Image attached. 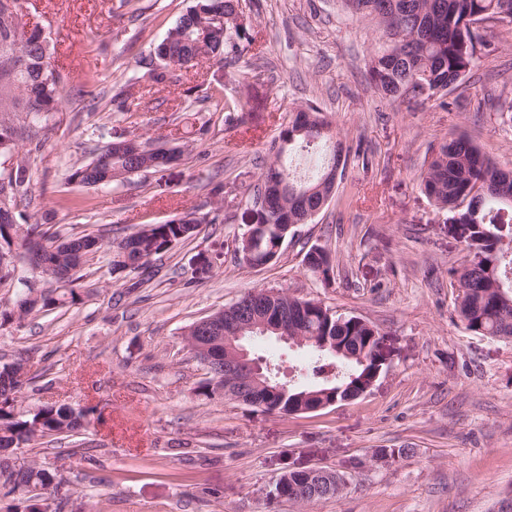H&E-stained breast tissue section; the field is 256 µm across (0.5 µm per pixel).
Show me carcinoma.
Listing matches in <instances>:
<instances>
[{"instance_id": "carcinoma-1", "label": "carcinoma", "mask_w": 512, "mask_h": 512, "mask_svg": "<svg viewBox=\"0 0 512 512\" xmlns=\"http://www.w3.org/2000/svg\"><path fill=\"white\" fill-rule=\"evenodd\" d=\"M21 0H0V158H14L10 169L0 167V280L15 273L12 246L31 236L40 239L47 260L59 266L77 264L96 252L100 239L91 235L61 236L32 220V169L26 142L41 147L38 121L58 110L64 101V78L51 64L55 45L51 38L28 32L20 12ZM346 9L374 21L383 29L387 48L368 59L375 87L402 103L424 102L444 95L461 83L477 64L487 46L490 32L470 27L476 21L512 24V0H342ZM242 0H197L154 49L144 76L156 84L168 80L173 69L194 68L219 56L240 60L253 45L247 27L239 24ZM331 123L312 105L290 113L275 138L273 160L262 173V183L252 197L249 225L256 227L250 238L239 237L236 251L249 252L251 268L277 261L283 225L310 223L313 210L335 195L334 181L342 180L346 168L344 149L334 143ZM142 142L129 139L124 130L114 129L98 152L87 162L73 167L70 182L96 187L124 182L140 172H159L165 164L156 155L138 153ZM322 153L315 174L299 180L283 158L294 154ZM420 185L429 201L448 212L458 223L463 261L448 268L450 285L457 290L455 311L465 328L476 336L512 339V179L501 166L462 136L441 145L420 174ZM485 189L480 200H468L476 186ZM198 211H191L165 224H145L123 237L116 247L130 248L134 270L146 269L152 258L174 244L197 235ZM308 269L324 275L332 269L330 254L308 250ZM43 278L57 284L42 293L39 303H29L26 291L17 294L16 311H1L0 326L14 315L49 311L81 300L79 277L65 285L53 272ZM301 330L305 336H330L345 345L348 354H318L336 365L333 380L319 378L313 385L288 387L284 404L294 408L306 391L359 388L373 374L379 329L367 326L353 315L339 314L314 300ZM0 391V447L16 442L29 447L37 438L33 427L41 425L42 437L80 431L90 422L91 408L44 405L35 413L15 412L11 395L21 393L23 382L15 379L3 363ZM24 486H53L60 491L55 475L34 459L22 458L18 469Z\"/></svg>"}]
</instances>
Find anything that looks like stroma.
Wrapping results in <instances>:
<instances>
[{"label":"stroma","mask_w":512,"mask_h":512,"mask_svg":"<svg viewBox=\"0 0 512 512\" xmlns=\"http://www.w3.org/2000/svg\"><path fill=\"white\" fill-rule=\"evenodd\" d=\"M194 0H28L31 24L56 16L55 66L66 100L42 123L32 152V214L65 235L100 237L82 270L79 304L0 327V359L24 358L30 381L18 408H92L81 434L24 449L64 481L59 512H499L512 497V341L471 335L455 312L448 270L463 254L419 176L444 142L466 135L512 166V122L486 110L512 99V29L495 38L447 106L384 98L367 59L385 39L341 0H245L254 39L247 61H211L145 81V61ZM127 111H117L115 100ZM246 102L242 122L224 104ZM320 108L349 150L345 176L311 223L287 237L280 258L240 264L248 196L269 145L291 110ZM157 146L187 145L159 173L97 188L68 183L112 128ZM224 187L216 223L152 261L150 280L113 270L112 242L144 224L208 211ZM318 246L330 275L304 263ZM214 266L193 277L194 263ZM274 289L322 302L380 328L387 363L361 397L317 412L270 414L199 395L205 367L185 342L195 321L245 292ZM256 355L297 377L312 353L273 340ZM412 448L380 466L378 448ZM325 466L345 475L337 497L268 502L283 469Z\"/></svg>","instance_id":"obj_1"}]
</instances>
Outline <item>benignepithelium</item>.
<instances>
[{
  "instance_id": "7a95c632",
  "label": "benign epithelium",
  "mask_w": 512,
  "mask_h": 512,
  "mask_svg": "<svg viewBox=\"0 0 512 512\" xmlns=\"http://www.w3.org/2000/svg\"><path fill=\"white\" fill-rule=\"evenodd\" d=\"M253 295L263 300L264 309L261 312H239L228 316L222 325L213 318L206 320L209 335L194 343L193 350L210 361L224 363L225 398L277 413L280 406L273 404L274 397L287 392L288 387L279 380V371L271 363L252 354L249 342L256 337L271 335L295 346H304L310 340L288 335L285 328L288 312L276 306V297L269 290H255ZM336 402L330 390L311 391L303 395L296 412H315ZM346 484L348 480L345 476L324 467L286 470L277 478L269 498L277 503H311L318 491L341 490Z\"/></svg>"
}]
</instances>
